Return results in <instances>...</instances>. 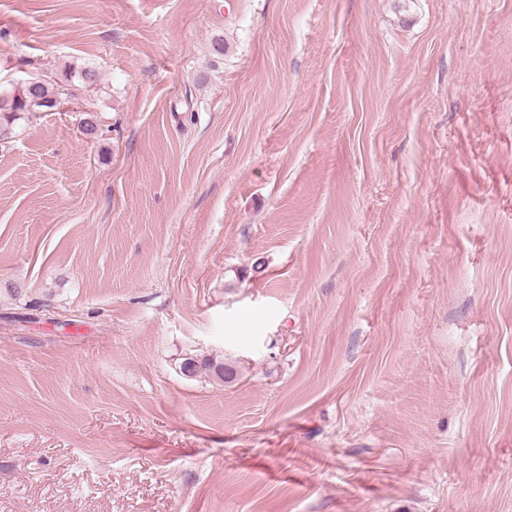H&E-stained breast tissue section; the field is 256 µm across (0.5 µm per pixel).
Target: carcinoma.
<instances>
[{
	"instance_id": "carcinoma-1",
	"label": "carcinoma",
	"mask_w": 512,
	"mask_h": 512,
	"mask_svg": "<svg viewBox=\"0 0 512 512\" xmlns=\"http://www.w3.org/2000/svg\"><path fill=\"white\" fill-rule=\"evenodd\" d=\"M60 105L56 81L41 76L34 84L26 82L9 93L0 92V140L8 137L15 121L24 116L32 118L42 112L57 109ZM203 371L225 384L237 378V370L233 364L209 356L197 357L195 368L188 377H195Z\"/></svg>"
}]
</instances>
